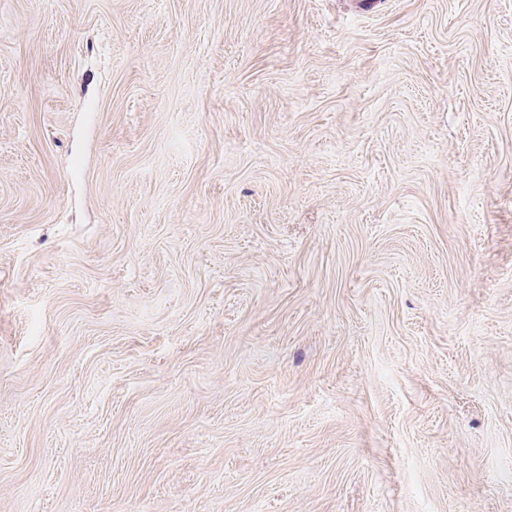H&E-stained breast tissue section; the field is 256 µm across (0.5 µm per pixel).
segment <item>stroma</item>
Returning <instances> with one entry per match:
<instances>
[{
  "mask_svg": "<svg viewBox=\"0 0 512 512\" xmlns=\"http://www.w3.org/2000/svg\"><path fill=\"white\" fill-rule=\"evenodd\" d=\"M0 512H512V0H0Z\"/></svg>",
  "mask_w": 512,
  "mask_h": 512,
  "instance_id": "obj_1",
  "label": "stroma"
}]
</instances>
